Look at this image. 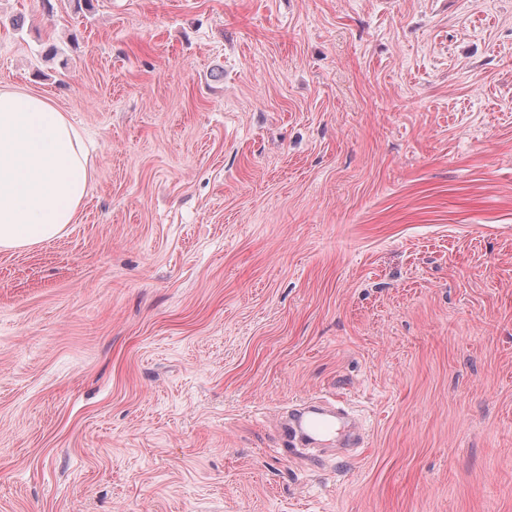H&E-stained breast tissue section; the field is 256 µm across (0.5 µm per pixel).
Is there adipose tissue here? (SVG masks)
<instances>
[{"label": "adipose tissue", "instance_id": "1", "mask_svg": "<svg viewBox=\"0 0 512 512\" xmlns=\"http://www.w3.org/2000/svg\"><path fill=\"white\" fill-rule=\"evenodd\" d=\"M92 175L84 137L48 96L0 88V251L65 234Z\"/></svg>", "mask_w": 512, "mask_h": 512}]
</instances>
